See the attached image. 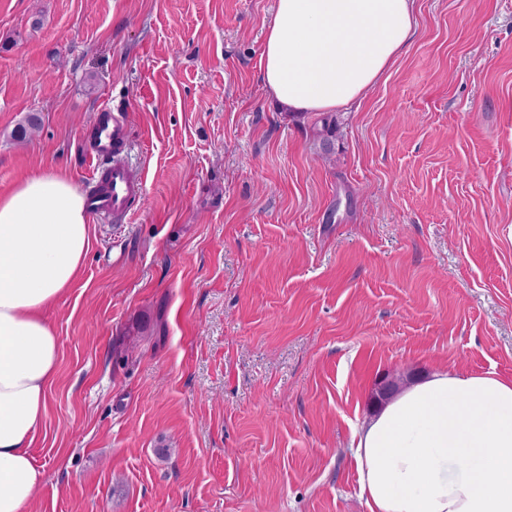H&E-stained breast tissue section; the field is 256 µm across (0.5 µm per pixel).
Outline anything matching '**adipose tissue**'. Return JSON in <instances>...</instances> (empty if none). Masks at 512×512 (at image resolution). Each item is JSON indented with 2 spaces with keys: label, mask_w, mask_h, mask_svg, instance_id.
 Returning <instances> with one entry per match:
<instances>
[{
  "label": "adipose tissue",
  "mask_w": 512,
  "mask_h": 512,
  "mask_svg": "<svg viewBox=\"0 0 512 512\" xmlns=\"http://www.w3.org/2000/svg\"><path fill=\"white\" fill-rule=\"evenodd\" d=\"M416 29L415 0H276L262 80L284 111L333 112L364 98ZM86 201L46 169L0 193V512H23L42 474L58 334L48 311L89 246ZM369 512H512V380L434 371L354 431Z\"/></svg>",
  "instance_id": "ef3b65f1"
}]
</instances>
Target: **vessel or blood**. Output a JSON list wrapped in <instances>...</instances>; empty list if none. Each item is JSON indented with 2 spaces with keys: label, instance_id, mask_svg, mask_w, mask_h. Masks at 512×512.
Here are the masks:
<instances>
[{
  "label": "vessel or blood",
  "instance_id": "b4317fda",
  "mask_svg": "<svg viewBox=\"0 0 512 512\" xmlns=\"http://www.w3.org/2000/svg\"><path fill=\"white\" fill-rule=\"evenodd\" d=\"M88 155L96 167L85 191L90 210L102 219L120 222L143 192V176L123 160L128 143L127 114L104 106L85 134Z\"/></svg>",
  "mask_w": 512,
  "mask_h": 512
}]
</instances>
